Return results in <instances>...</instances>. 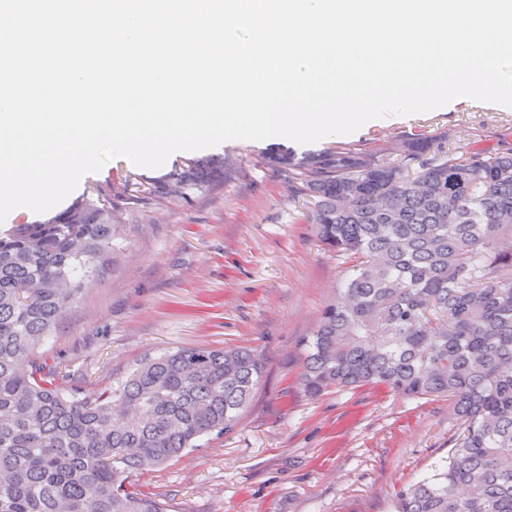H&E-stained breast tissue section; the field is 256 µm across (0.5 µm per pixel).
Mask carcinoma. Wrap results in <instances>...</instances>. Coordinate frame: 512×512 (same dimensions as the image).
<instances>
[{
    "mask_svg": "<svg viewBox=\"0 0 512 512\" xmlns=\"http://www.w3.org/2000/svg\"><path fill=\"white\" fill-rule=\"evenodd\" d=\"M404 142L388 162L350 145L271 162L314 199L318 241L352 265L304 340V391L385 385L446 397L458 437L394 512H512V153ZM190 162L152 187L181 195L224 177ZM119 225L100 197L0 229V512H167L129 482L233 431L264 362L247 347H181L99 394L66 393L36 353L85 277L112 266Z\"/></svg>",
    "mask_w": 512,
    "mask_h": 512,
    "instance_id": "carcinoma-1",
    "label": "carcinoma"
}]
</instances>
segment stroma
I'll list each match as a JSON object with an SVG mask.
<instances>
[{"instance_id":"35a3bbf8","label":"stroma","mask_w":512,"mask_h":512,"mask_svg":"<svg viewBox=\"0 0 512 512\" xmlns=\"http://www.w3.org/2000/svg\"><path fill=\"white\" fill-rule=\"evenodd\" d=\"M416 134L450 153L511 152L512 108L456 99L311 144L231 140L208 150L229 159L223 180L184 199L151 188L183 168L187 152L154 170L112 159L71 193L108 199L123 242L40 350L63 390L115 386L145 357L179 347H249L265 362L234 431L132 474L168 512H393L395 492L447 458L457 428L446 399L370 385L317 398L303 391L302 341L337 297L349 261L323 249L306 219L311 198L266 161L342 143L390 153Z\"/></svg>"}]
</instances>
